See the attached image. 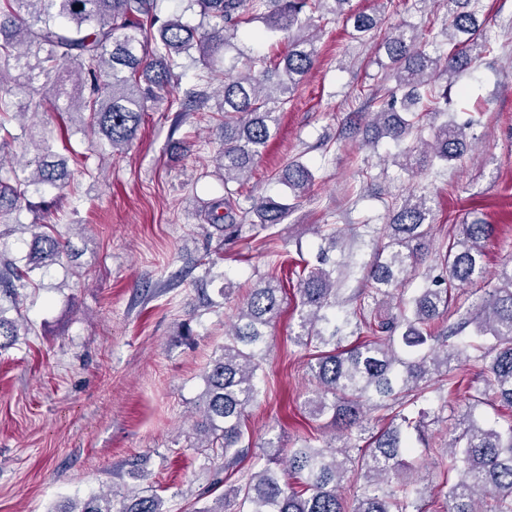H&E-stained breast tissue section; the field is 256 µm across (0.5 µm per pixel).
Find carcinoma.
<instances>
[{
    "label": "carcinoma",
    "mask_w": 512,
    "mask_h": 512,
    "mask_svg": "<svg viewBox=\"0 0 512 512\" xmlns=\"http://www.w3.org/2000/svg\"><path fill=\"white\" fill-rule=\"evenodd\" d=\"M163 0H0V131L8 115L25 117L49 101L62 119L89 132L96 147L123 153L135 139L147 103L170 90L181 93V111H205L209 100L199 84L181 87L186 62L212 71L235 48L244 24L260 22V39L281 36L285 50L277 57L254 55L247 71L224 82L215 106L224 143L215 168L224 181V197L210 204L206 220L232 244L243 225L232 214L234 197L262 155L276 113L298 88L317 57L314 14L340 15L352 0H184L199 16L192 26L177 14L163 15ZM445 8L442 33L448 53L431 50L432 42L407 24L390 26L379 47L388 63L380 108L367 113L379 136L395 142L415 138L397 165L406 172L432 157L456 163L467 149L466 126L446 121L430 141L419 136L424 112H446L447 77L477 62L491 43L479 21V0H438ZM360 34L383 27L385 19L364 12L349 14ZM27 90L8 109L12 86ZM10 146L0 137V216L31 205L28 194L63 186L67 159L55 152L51 138L40 134L34 160L6 159ZM279 180L300 198L311 187L310 168L289 161ZM236 183L232 189L229 184ZM290 204L265 196L251 198V227L259 231L285 221ZM432 199L411 193L395 203L389 222L359 224L356 237L372 244L369 258L348 246L337 227L321 235L317 264L299 274L300 308L292 341L315 349L308 369L315 389L304 401L309 417L338 430L331 441L316 445L304 439L283 453L266 443V462L243 482L228 487L195 512H423L415 477L417 456L411 432L421 434L425 420L448 421V399L421 407L427 390L460 388L462 360L482 363L466 408L453 416L448 453L438 462L440 474H458L446 493V512H482L480 496L489 495L492 512H512V420L490 422L479 415L481 395L492 393L512 408V265L497 273V285L450 326H435L448 311L452 290L484 271V242L493 226L476 217L442 243L434 267ZM33 248L25 267L0 257V289L16 299L29 273L67 255L54 235L30 225ZM362 274L361 286L345 292L344 280ZM420 278L423 286L404 296L402 285ZM284 286L274 274L260 279L237 305L225 331L224 346L204 374L203 414L194 424L197 443L224 456V469L236 467L244 451L245 413L262 392L258 371L270 353V329L280 314ZM0 306V349L16 342L21 323ZM479 338L481 342L474 343ZM353 479L352 506L341 493ZM57 512H168L156 493L119 499L92 496Z\"/></svg>",
    "instance_id": "carcinoma-1"
}]
</instances>
